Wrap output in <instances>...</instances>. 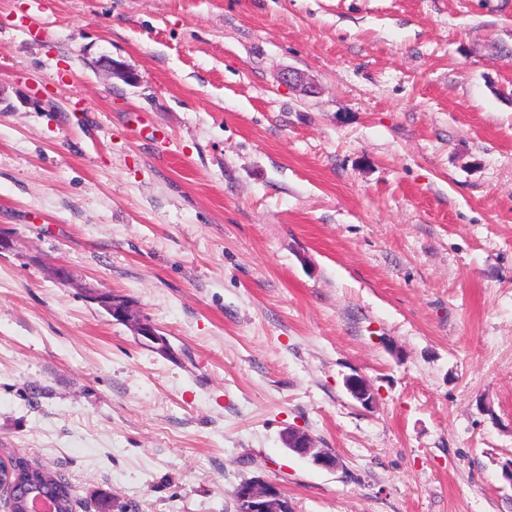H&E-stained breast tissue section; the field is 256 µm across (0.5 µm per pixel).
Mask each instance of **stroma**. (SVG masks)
I'll return each instance as SVG.
<instances>
[{
  "label": "stroma",
  "mask_w": 512,
  "mask_h": 512,
  "mask_svg": "<svg viewBox=\"0 0 512 512\" xmlns=\"http://www.w3.org/2000/svg\"><path fill=\"white\" fill-rule=\"evenodd\" d=\"M0 240L73 512H512V0H0ZM100 302L107 304L109 312L114 315L116 321L127 322L133 328L134 332L150 342L159 345L161 350H170L171 346L166 337L161 336L156 328L146 320L135 318L130 306L126 304L119 305L120 300H100ZM285 444L295 453L303 457H309L319 467L333 470L338 465L336 456L325 448H318L315 440L305 432H288L285 437ZM236 487L234 488L233 493ZM236 502L239 506V512L291 511V505L288 499L273 485L266 483L261 479H252L248 482H244Z\"/></svg>",
  "instance_id": "obj_1"
}]
</instances>
